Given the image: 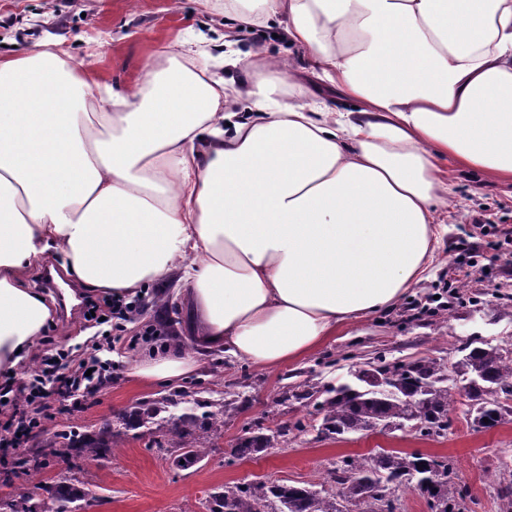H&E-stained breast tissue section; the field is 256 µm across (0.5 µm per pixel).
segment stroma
Wrapping results in <instances>:
<instances>
[{
  "mask_svg": "<svg viewBox=\"0 0 512 512\" xmlns=\"http://www.w3.org/2000/svg\"><path fill=\"white\" fill-rule=\"evenodd\" d=\"M278 20L252 30L232 29L224 14V0H0V59L10 58L40 43L60 41L83 60L98 78L118 90L139 83L159 52L177 50L180 41L198 35L212 38V54L223 53L218 36L231 33L233 49L244 54L264 47L289 60L293 82L325 108L354 110L355 104L322 82L309 57L282 38ZM454 184L445 209L436 214L446 232L439 244V260L431 276L392 310L351 322L299 360L263 370L221 354L202 357L201 368L171 384H153L137 377L133 366L153 352H164L174 340H185L187 307L176 299L173 285L152 284L140 299L145 312L133 322L112 320L106 327L89 322L83 293L81 305L65 309L56 304L57 326L44 343L19 364L15 378L28 380L41 356L58 354V367L72 371L94 355L103 331L117 340L112 354V380L88 399L80 411L57 414L48 432L68 426L95 428L118 420L138 403L185 390L197 399L220 403L232 398L235 409L224 416V436L195 466L178 470L148 450L146 437L127 438L111 455L87 464L89 478L100 493L99 512H208L211 493L228 483L254 480L287 484L310 482L333 485L331 473L342 457L367 458L381 438L356 434L338 441L318 438L315 429L290 434L287 441L253 458L238 460L232 450L240 436L256 429H273L313 414L303 400L282 401L285 390L300 383L320 386L345 380L352 364L383 355L387 361L419 357L443 359L469 336L494 345L512 342V265L494 260L484 237L475 235L473 217L485 215L493 223L512 224V182L439 162ZM470 271L463 288L455 276ZM166 326L164 336L152 328ZM465 406L456 403V430L437 439L398 433L395 445L453 459L460 481L471 490L467 512H502L504 503L496 481L502 461L512 459V423L487 432L470 431Z\"/></svg>",
  "mask_w": 512,
  "mask_h": 512,
  "instance_id": "1",
  "label": "stroma"
}]
</instances>
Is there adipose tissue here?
Instances as JSON below:
<instances>
[{
	"label": "adipose tissue",
	"instance_id": "adipose-tissue-1",
	"mask_svg": "<svg viewBox=\"0 0 512 512\" xmlns=\"http://www.w3.org/2000/svg\"><path fill=\"white\" fill-rule=\"evenodd\" d=\"M273 16L355 111L306 101L260 49L243 87L189 40L124 91L55 43L0 60V372L56 324L29 277L46 257L108 299L176 281L200 349L278 368L428 277L439 158L512 181V0H259L233 20ZM197 368L173 346L134 372Z\"/></svg>",
	"mask_w": 512,
	"mask_h": 512
}]
</instances>
